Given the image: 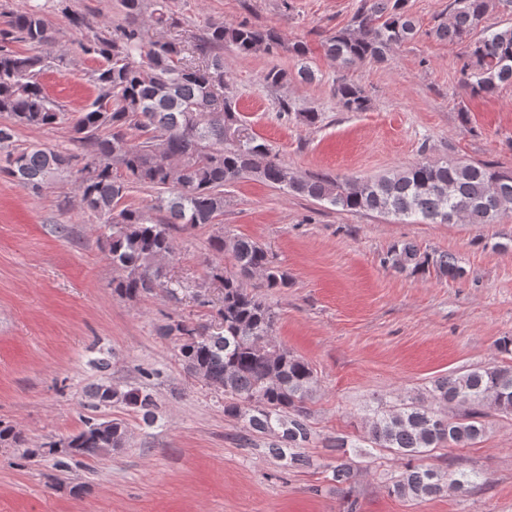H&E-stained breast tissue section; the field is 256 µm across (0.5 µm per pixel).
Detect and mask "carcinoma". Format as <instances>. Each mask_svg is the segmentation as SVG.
I'll return each mask as SVG.
<instances>
[{
    "mask_svg": "<svg viewBox=\"0 0 512 512\" xmlns=\"http://www.w3.org/2000/svg\"><path fill=\"white\" fill-rule=\"evenodd\" d=\"M407 0H360L354 25L330 35L325 52L344 64L383 61L391 49L417 34ZM125 23L80 44L83 55L97 62L90 72L98 93L80 112L62 111L44 93L39 76L63 59L25 55L4 46L20 39L48 47L54 35L40 5L12 12L0 30V146L13 141L15 128L67 125L77 152H58L31 145L6 155L0 173L38 193L44 184L75 172L81 209L104 218L98 238L112 267L123 276L114 292L137 299L168 287L162 261L172 257V232L177 225L219 224L224 216V187L255 177L299 196L325 201L348 213L372 212L405 223L495 224L512 214V174L491 164L458 159L421 161L377 179L342 181L311 175L299 178L254 136L243 137L242 119L224 96V45L244 56L282 45L272 28L228 27L212 22L196 44L202 60L194 62L178 42L154 40L150 26L169 24L166 6L154 4L149 20L141 19L144 0H122ZM493 0H448L449 18L431 30L436 38L464 45L460 71L474 94H492L512 83V26H484ZM345 112H365L369 99L361 87L340 82L334 88ZM106 130L108 135L100 132ZM141 132L131 138V131ZM146 185L158 191L154 209L165 216L152 219L125 204L130 189ZM213 251L230 258L231 267L211 264L212 278L223 297L214 319L206 324L172 319L160 327L173 336L186 369L224 393V415L243 422L247 442L256 435L271 437L270 456L288 468L309 463L302 453L312 437L310 409L317 377L308 362L278 343L273 335L276 314L248 281L260 274L267 288L288 287V274L275 265L257 242L220 231L211 238ZM383 264L399 273L461 282L468 276L448 252H426L412 241L394 242ZM433 400L455 405L463 414L450 417L440 409L404 400L374 412L362 454L388 449L402 460V470L388 484L389 493L425 501L449 490L466 494L484 476L476 471L442 472L420 460L437 449L470 447L485 434L492 412L512 414V365H493L452 372L435 379ZM95 406L123 403L137 409L149 424L157 402L147 390L123 391L98 385ZM127 442L126 427L90 418L63 441L25 449L28 457L57 455L54 467L69 468L76 458L97 459ZM336 450L332 480L347 487L360 472L346 449L356 448L343 437L329 440Z\"/></svg>",
    "mask_w": 512,
    "mask_h": 512,
    "instance_id": "1",
    "label": "carcinoma"
}]
</instances>
